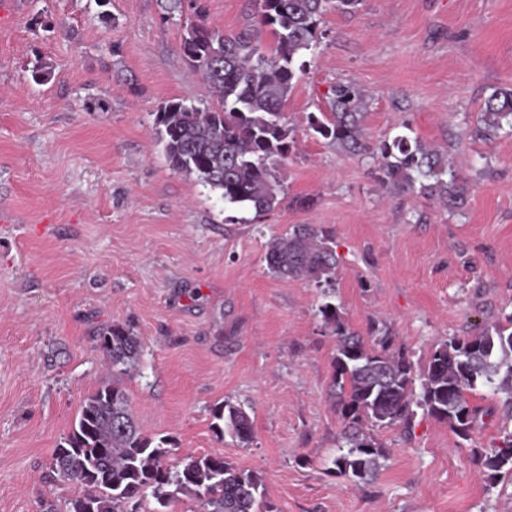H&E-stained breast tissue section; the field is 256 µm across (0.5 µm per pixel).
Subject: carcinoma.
<instances>
[{"mask_svg": "<svg viewBox=\"0 0 512 512\" xmlns=\"http://www.w3.org/2000/svg\"><path fill=\"white\" fill-rule=\"evenodd\" d=\"M361 2L255 0L256 24L236 34L202 21L191 26L183 55L220 107L170 100L154 113L172 169L196 175L226 204H245L257 214L280 205L286 196L283 164L296 142L283 106L304 70L302 57L324 38L327 11L354 13ZM265 28L274 38L269 48L259 38ZM330 93L329 111L306 116L310 135L340 155L371 158L378 181L392 194L417 193L450 211L465 206L469 183L448 152L424 144L407 123L401 124L402 134L371 140L364 128V92L352 82H338ZM477 132L487 139L512 136V88L497 87L487 97ZM265 260L268 272L280 279H306L328 298L335 293L334 241L315 224H295L271 239ZM318 312L336 337L331 397L345 440V450L332 460L337 476L354 482L373 477L383 450L364 427L407 426L415 406L469 440L478 415L469 395L479 383L492 388L512 420V313L472 335L438 344L419 370L391 336L365 341L345 323L336 304L326 301ZM98 344L114 370L140 354L138 337L118 324L106 328ZM213 417L222 436L243 447L253 442V423L242 406L218 404ZM165 445L141 431L119 378L100 385L85 398L74 428L54 453V472L80 488L66 512H138L149 495L165 508L182 492L194 495L201 512H274L263 500L258 473L217 455L173 462ZM473 459L491 484L512 475V431L500 445L474 452Z\"/></svg>", "mask_w": 512, "mask_h": 512, "instance_id": "obj_1", "label": "carcinoma"}]
</instances>
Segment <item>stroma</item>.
<instances>
[{"label": "stroma", "instance_id": "stroma-1", "mask_svg": "<svg viewBox=\"0 0 512 512\" xmlns=\"http://www.w3.org/2000/svg\"><path fill=\"white\" fill-rule=\"evenodd\" d=\"M253 13L252 0H187L167 20L161 0H0V512H41L45 499L62 510L77 494L51 463L84 398L112 377L97 339L114 324L141 342L121 382L142 431L172 459L219 455L259 473L276 512H512V478L489 485L472 459L506 426L482 385L469 440L419 409L410 426L371 427L385 450L375 479L336 476L343 424L323 298L265 262L293 225L327 229L333 303L419 367L438 343L512 311V136L471 134L493 89L512 85V0L327 13L284 107L297 130L287 195L260 215L173 171L153 122L171 99L216 104L182 54L187 27L229 34ZM39 63L52 71L42 83ZM340 80L368 94L372 138L406 122L463 160L460 212L388 193L372 160L306 134ZM224 401L249 413L250 447L215 432Z\"/></svg>", "mask_w": 512, "mask_h": 512}]
</instances>
